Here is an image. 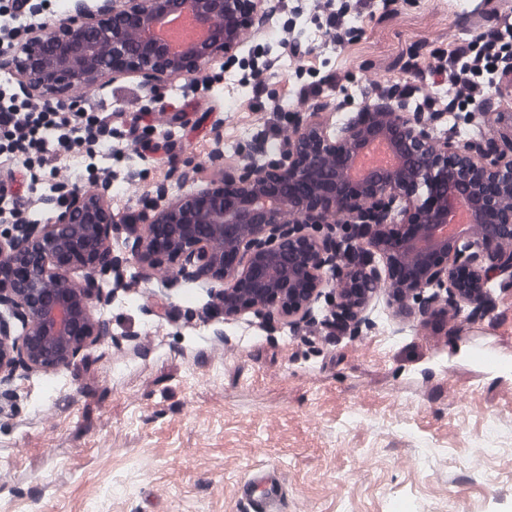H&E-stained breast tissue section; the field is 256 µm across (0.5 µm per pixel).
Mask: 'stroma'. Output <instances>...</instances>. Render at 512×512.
<instances>
[{"label":"stroma","mask_w":512,"mask_h":512,"mask_svg":"<svg viewBox=\"0 0 512 512\" xmlns=\"http://www.w3.org/2000/svg\"><path fill=\"white\" fill-rule=\"evenodd\" d=\"M297 20L273 10L228 54L194 76L157 87L134 74L98 75L105 107L150 109L152 139L168 151H135L129 125L109 163L123 195L119 216L142 196H180L176 171L199 165L198 185L235 173L246 154L276 156L289 115L335 133L367 103L369 86L411 82L416 57L485 40L489 19L512 0H364L350 30L335 35L326 13L302 0ZM295 23L309 50L284 56L261 95L241 76L279 47ZM336 73L337 85L300 100L295 87ZM287 104L273 116L265 101ZM189 110L191 122L178 112ZM465 140L512 130V105L482 112L458 104L434 120ZM141 170L136 181L129 170ZM124 269L107 317L111 342L55 374L16 380L13 413L0 418V512H247L240 484L258 466L278 468L284 512H512V292L493 290L475 322L420 324L385 297L354 332L337 338L323 312L291 323L225 319L209 288L145 286Z\"/></svg>","instance_id":"35a3bbf8"}]
</instances>
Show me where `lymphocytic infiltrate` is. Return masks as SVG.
<instances>
[{"instance_id": "lymphocytic-infiltrate-1", "label": "lymphocytic infiltrate", "mask_w": 512, "mask_h": 512, "mask_svg": "<svg viewBox=\"0 0 512 512\" xmlns=\"http://www.w3.org/2000/svg\"><path fill=\"white\" fill-rule=\"evenodd\" d=\"M433 58L432 73L447 83L448 98L443 101L405 88L403 94L415 99L416 111L449 112L457 100L478 105L486 85L501 81L512 70V17L499 20L493 36L480 47H461L450 54L438 50ZM58 114V107L21 101L8 90H0V129L10 136L9 143L0 146V169L6 180L25 173L32 162L46 163L74 152L84 170L100 172L104 181H111L112 169L102 163L103 147L120 110L87 100L70 120L59 119Z\"/></svg>"}]
</instances>
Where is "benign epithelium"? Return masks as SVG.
<instances>
[{"label":"benign epithelium","mask_w":512,"mask_h":512,"mask_svg":"<svg viewBox=\"0 0 512 512\" xmlns=\"http://www.w3.org/2000/svg\"><path fill=\"white\" fill-rule=\"evenodd\" d=\"M271 0H70L22 55L1 58L49 102L75 109L105 71L135 73L146 85L162 75H196L228 52ZM190 10L207 37L179 55L148 34L162 19ZM385 137L400 160L353 182L352 159ZM454 198L473 210L471 228L448 239ZM41 224L0 229V400L14 381L84 360L112 338L103 309L122 284L123 262L155 272L171 288L218 282L212 307L224 318L310 316L324 299V326L358 320L384 288L408 314L445 323L448 308L467 318L487 310L491 288L512 289V137L485 141L436 135L430 118L397 100L369 103L330 136L294 121L288 148L264 163L177 198L164 208L146 199L145 227L129 257L113 255L119 217L98 193L62 185L43 200ZM384 260L373 263L374 254ZM114 287L105 288L106 280Z\"/></svg>","instance_id":"benign-epithelium-1"}]
</instances>
